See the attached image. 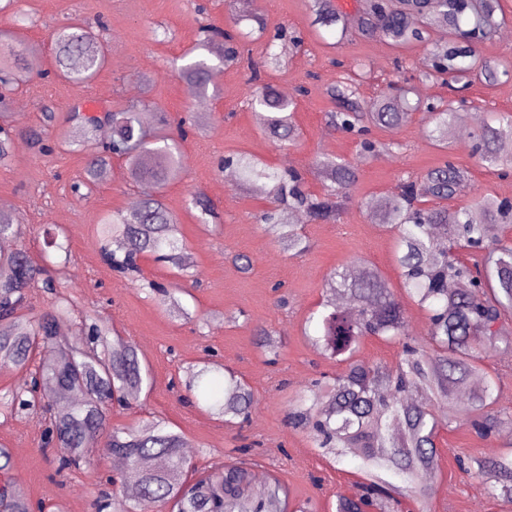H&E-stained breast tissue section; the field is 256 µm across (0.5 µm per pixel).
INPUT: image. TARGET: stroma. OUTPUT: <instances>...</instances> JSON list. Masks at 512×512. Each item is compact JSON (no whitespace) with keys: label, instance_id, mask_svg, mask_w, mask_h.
<instances>
[{"label":"stroma","instance_id":"1","mask_svg":"<svg viewBox=\"0 0 512 512\" xmlns=\"http://www.w3.org/2000/svg\"><path fill=\"white\" fill-rule=\"evenodd\" d=\"M250 9L266 18L269 29L287 27L300 37V45L278 42L275 50L285 63L274 66L267 61V37L254 38L245 45L242 60L221 67L207 92L191 96L179 69L197 45L202 26L234 29L229 0H15L10 10L0 12V34L36 46L41 64L10 95L8 120L16 146L10 160L0 165V204L24 224L21 244L32 256L40 255L46 229L63 227L71 258L52 268L53 278L77 297L82 310L107 323L113 335L132 340L148 364L152 387L142 395L141 407L113 409L112 424L142 425L162 417L189 440L190 453L201 467L248 447L254 476L277 473L295 500L311 502L316 512H334L337 497L357 494L363 480L361 461L351 455L338 461L324 454L287 417L289 403L307 395L313 378L331 379L344 370L343 363L315 349L311 337L316 330L307 323L325 297L329 273L361 264L377 268L406 309L410 335L426 340L428 313L402 287L395 232L372 219L368 206L396 193L401 177L424 175L447 159L464 173L449 207L469 205L479 193L512 199V168L477 161L469 137L474 125L468 120L447 147L435 146L423 112L412 113L396 130H373L371 138L381 148L362 157L358 139L327 122L325 114L333 108L327 87L338 77L340 64L357 60L365 65L361 100L390 82L425 89L430 99L453 98L447 87L422 81L423 45L394 47L361 36L336 44L333 33L313 25L307 0H255ZM76 18L103 24L112 48L110 65L87 85L47 74L51 32ZM253 78L296 99V144L280 146L263 132L249 103ZM460 93L478 105L482 122H489L493 113L512 111V80L490 85L476 79ZM141 100L148 103L143 124L151 129L164 125L173 132L188 116L208 117L205 132L190 131L181 143V179L161 190L136 185L124 163L116 160L90 194H75L73 185L84 175L87 154L75 144L81 127L70 119L72 106L79 103L100 113ZM46 111L54 115L46 124L49 138H67L71 144L42 155L32 148L27 132L42 124ZM238 153L256 157L273 170L305 172L306 187L316 194L322 185L309 174L316 160L334 157L355 163L353 202L338 223H300L298 230L310 247L292 255L255 221L256 214L273 206L269 186L225 182L220 163ZM193 188L210 200L220 223H201L189 201ZM157 194L180 226L189 275L175 278L169 265L150 257L140 262L142 274L163 285L180 282L182 302L194 315L190 321L169 316L138 281L119 276L100 256L101 219L128 213L134 200ZM237 254L252 259L250 271L234 264ZM281 297L286 305H278ZM262 329L282 340L276 363H268L256 343ZM207 360L232 369L254 392L258 403L246 423L224 424L184 402L181 382L186 371ZM484 365L497 381L496 431L481 437L457 416L441 424L430 512H512V502L491 496L480 476L461 472L456 464L460 457L481 459L512 451V314L503 316L500 339L486 347ZM41 434L40 418L0 414V448L13 452L10 475L15 483L32 503L45 504L50 512H95L99 478L115 472L111 460L60 476L54 452L41 446Z\"/></svg>","mask_w":512,"mask_h":512}]
</instances>
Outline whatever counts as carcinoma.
I'll use <instances>...</instances> for the list:
<instances>
[{"instance_id":"obj_1","label":"carcinoma","mask_w":512,"mask_h":512,"mask_svg":"<svg viewBox=\"0 0 512 512\" xmlns=\"http://www.w3.org/2000/svg\"><path fill=\"white\" fill-rule=\"evenodd\" d=\"M314 24L332 28L336 44L352 35L380 37L395 46L426 45L421 76L451 85L479 72L495 81L507 71L481 53L499 29L500 0H359L355 13L336 9L335 0H310ZM434 28L444 37L431 38ZM53 72L78 83H89L107 65L111 49L91 26L72 22L51 36ZM198 46L215 55L221 64L240 58L241 43L227 31L207 25L200 30ZM26 46L0 50V84L16 86L29 81ZM218 66L195 57L180 68L181 76L206 91ZM364 65L354 62L329 87L337 110L328 121L360 140H368L374 128L394 130L409 114L429 113L428 136L437 145L448 144L462 121L452 103L411 101L413 89L391 83L387 91L366 104L359 97V76ZM252 104L264 111L266 130L281 141L298 135L294 121L296 102L272 85L256 88ZM144 104H129L112 112V134L105 142L95 138L97 126L85 124L83 142L92 153L85 169L87 183L101 181L114 159L125 163L130 181L164 186L184 171L179 144L168 134L149 132L139 121ZM472 133V152L483 163L502 162L498 144L512 135V113L495 117ZM13 131L0 127V164L11 154ZM243 180L272 183L276 207L259 221L279 243L298 256L308 245L291 224L301 212L313 223L336 222L352 201L355 167L344 160L315 162V173L324 182L319 194L308 191L305 176L296 169L271 170L258 159L236 160ZM463 174L450 159L420 179H404L392 200L377 211L376 218L398 231L395 259L409 296L430 313L427 340L409 335L405 309L385 278L366 267L357 276L336 269L325 284L324 312L317 319L313 341L324 355L345 364L342 374L321 389L313 382L308 398L288 408V422L305 431L317 448L341 459L349 453L362 462L368 483L354 498L336 499V512L383 509L391 491L412 497L418 512H427L430 480L439 458L440 421L436 404L459 395L474 378L483 386L460 402L459 411L483 437L497 425L494 414L495 382L484 367L481 340L499 335L498 324L512 311V200L479 195L466 207L423 203L454 198ZM497 225L502 235L490 236ZM23 225L0 210V240H18ZM101 256L124 277L141 276L139 261L150 255L157 262L186 270L180 227L162 197L133 202L129 215L108 216L100 224ZM472 251L469 260L459 250ZM70 258L69 246L59 232L46 233L41 260L22 247L0 253V369L26 370L10 400L11 413L36 415L43 423L42 444L55 451L61 473L83 469L102 452L122 459L127 475L101 485L95 512H312L306 503L290 498L288 485L275 474L260 488L254 487L251 465L227 455L200 469L186 459L190 447L184 436L163 420L141 427L110 424L113 406L127 409L151 388V375L136 347L96 322L81 325L77 335L64 332L73 322L78 302L58 289L49 275L58 255ZM51 295L37 315L26 313L28 292L36 285ZM144 286L158 294L161 306L189 319L179 290L153 281ZM367 336L401 342V358L393 369H382L357 358L359 344ZM185 388L224 423L247 420L258 403L251 388L235 372L219 369L186 371ZM477 474L491 494L512 501V456L494 455L476 460ZM11 454L0 448V509L31 512L25 495L10 479ZM399 478L392 485L385 476Z\"/></svg>"}]
</instances>
